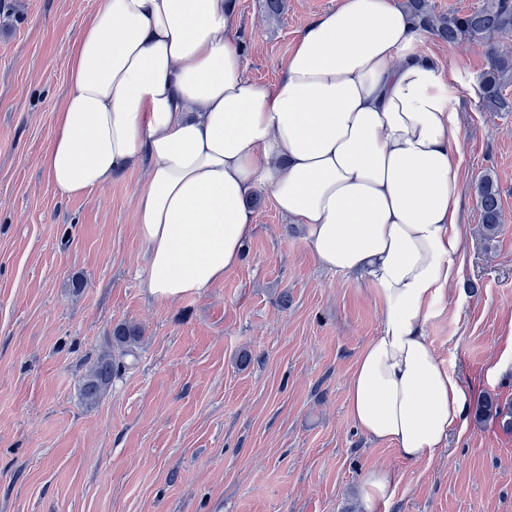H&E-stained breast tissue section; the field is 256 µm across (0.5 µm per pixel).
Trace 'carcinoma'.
Masks as SVG:
<instances>
[{"instance_id": "cac0c4a2", "label": "carcinoma", "mask_w": 512, "mask_h": 512, "mask_svg": "<svg viewBox=\"0 0 512 512\" xmlns=\"http://www.w3.org/2000/svg\"><path fill=\"white\" fill-rule=\"evenodd\" d=\"M408 8L419 27L451 44L465 41L484 45L496 35L512 32V0H485L482 8L467 14L437 15L428 0H408ZM511 80L512 54L496 53L480 80L481 105L486 111H512V102L503 95V88ZM475 193L484 231L493 236L502 219L500 193L493 174L487 172L480 177L475 184ZM141 337V329L134 324L115 326L112 352L101 355L84 377L82 394L87 402L95 403L104 396L117 374V356L132 354ZM492 413L501 418L503 426L512 428L511 407H501L490 401L479 408L478 416Z\"/></svg>"}]
</instances>
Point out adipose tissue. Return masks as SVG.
I'll return each instance as SVG.
<instances>
[{"label":"adipose tissue","instance_id":"obj_1","mask_svg":"<svg viewBox=\"0 0 512 512\" xmlns=\"http://www.w3.org/2000/svg\"><path fill=\"white\" fill-rule=\"evenodd\" d=\"M238 24L235 0H101L69 49L49 180L69 197L143 170L145 286L163 300L238 265L251 201L269 195L320 265L375 288L380 328L347 387L354 426L403 460L434 459L469 405L426 336L463 268L450 76L396 0H337L273 85L246 77Z\"/></svg>","mask_w":512,"mask_h":512}]
</instances>
